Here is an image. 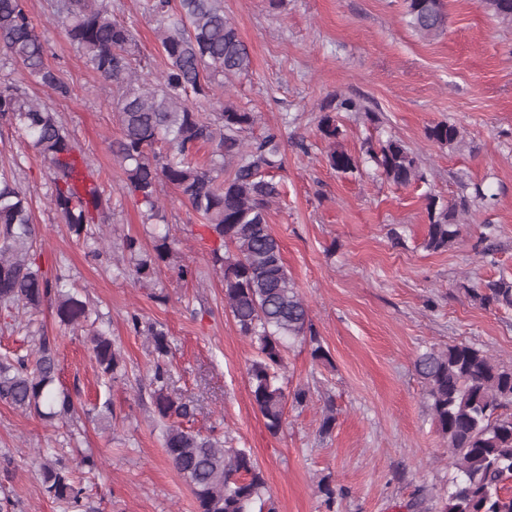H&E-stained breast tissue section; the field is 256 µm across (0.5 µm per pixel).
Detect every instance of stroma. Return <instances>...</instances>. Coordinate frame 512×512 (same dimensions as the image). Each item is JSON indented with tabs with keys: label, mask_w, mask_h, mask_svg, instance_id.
Here are the masks:
<instances>
[{
	"label": "stroma",
	"mask_w": 512,
	"mask_h": 512,
	"mask_svg": "<svg viewBox=\"0 0 512 512\" xmlns=\"http://www.w3.org/2000/svg\"><path fill=\"white\" fill-rule=\"evenodd\" d=\"M141 3L112 0V16L133 29L146 72L156 74L162 49ZM444 3L447 30L425 39L409 26L404 0H279L275 7L224 0L252 66L201 109L230 104L255 113L250 140L280 131L286 165L275 176L282 196L269 224L329 355L315 360L303 343L286 351L284 380L306 389L308 400L287 404L274 435L251 402L247 368L257 350L225 311L211 241L195 232L197 219L175 188L160 192L173 265H161L151 288L118 269L124 240L147 252L153 240L110 150L119 135L117 91L50 17L47 0H26L46 61L70 95H52L1 53L0 77L46 101L88 155L110 198L99 253L69 232L51 205L46 165L5 126L0 165L12 167L28 196L40 229L39 265L64 274L69 290L87 301L123 368L115 380L101 376L88 327L61 325L52 303L0 309V355H27L40 334L57 337L59 378L75 405L70 419L49 424L0 401V500L10 512H66L42 484L46 448L80 479L83 512H197L164 447L152 347L133 330L134 314L169 335L168 386L192 401L190 430L215 429L230 446L250 449L276 512H327L323 478L336 489V512H439L455 471L413 361L429 347L465 342L512 366V309L473 297L481 282L512 277V26L478 0ZM337 96L360 106L338 112L339 147L357 156L365 139H400L417 154L425 181L399 187L370 165L349 174L331 168L318 119L321 105ZM371 112L377 122L368 120ZM438 122L460 128L456 146L426 139L425 128ZM477 183L489 187L490 199H472ZM430 194L469 199L461 235L445 251L423 246ZM487 224L497 246L491 264L475 249ZM181 265L193 276L180 278ZM329 405L336 421L324 434Z\"/></svg>",
	"instance_id": "35a3bbf8"
}]
</instances>
